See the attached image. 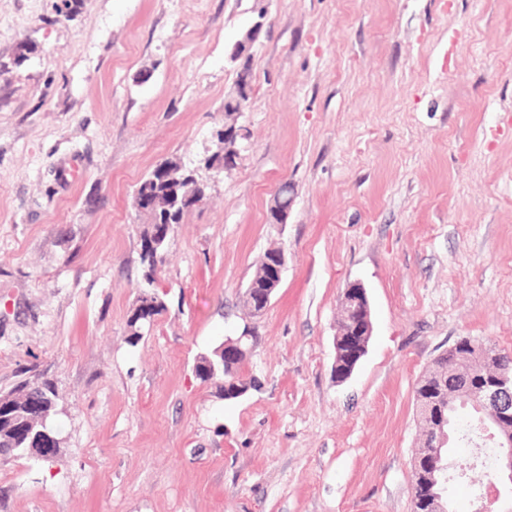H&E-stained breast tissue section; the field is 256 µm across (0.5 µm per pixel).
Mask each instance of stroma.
Here are the masks:
<instances>
[{
	"label": "stroma",
	"mask_w": 512,
	"mask_h": 512,
	"mask_svg": "<svg viewBox=\"0 0 512 512\" xmlns=\"http://www.w3.org/2000/svg\"><path fill=\"white\" fill-rule=\"evenodd\" d=\"M259 20L248 147L219 175L228 55ZM167 160L207 191L133 347L135 192ZM354 283L373 333L339 383ZM247 326L259 386L224 401L194 364ZM462 336L512 355V0H0V394L51 379L63 438L0 460V512H411L414 387ZM489 481L449 483L451 512ZM264 263L267 270L266 281L262 285L250 284L243 295L253 316L262 314L268 308L272 297L281 285L285 267L284 253L281 251L270 253L269 257L264 258ZM256 306L262 307L257 310Z\"/></svg>",
	"instance_id": "35a3bbf8"
}]
</instances>
